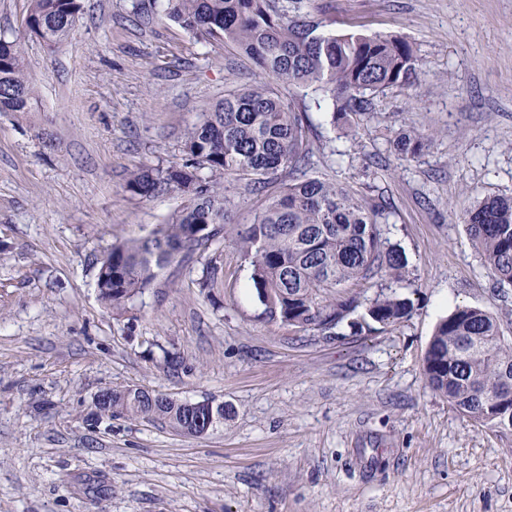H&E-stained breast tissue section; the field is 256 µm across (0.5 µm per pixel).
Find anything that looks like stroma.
Here are the masks:
<instances>
[{
    "label": "stroma",
    "mask_w": 512,
    "mask_h": 512,
    "mask_svg": "<svg viewBox=\"0 0 512 512\" xmlns=\"http://www.w3.org/2000/svg\"><path fill=\"white\" fill-rule=\"evenodd\" d=\"M321 2L324 32L395 34L423 61L350 127L312 89L280 88L316 127L312 176L386 201L382 234L405 258L410 315L357 333L358 310L331 335L269 319L228 242L212 294L208 249L124 315L99 300L104 252L181 204L131 195L129 173L181 161L203 113L264 76L171 22L166 0H81L53 50L26 28L29 0H0L37 92L32 111L0 112V512H512V435L456 411L422 368L458 305L512 339V287L495 291L462 222L512 195V0ZM402 125L434 136L411 161ZM126 386L232 414L200 437L90 420L100 390ZM220 255L219 257H212L207 261L203 267L202 276L198 282L201 291H207L208 295L214 290V288H217L223 278V263L218 260L220 259Z\"/></svg>",
    "instance_id": "obj_1"
}]
</instances>
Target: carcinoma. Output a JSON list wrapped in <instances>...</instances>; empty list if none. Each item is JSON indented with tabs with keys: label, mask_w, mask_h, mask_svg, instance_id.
<instances>
[{
	"label": "carcinoma",
	"mask_w": 512,
	"mask_h": 512,
	"mask_svg": "<svg viewBox=\"0 0 512 512\" xmlns=\"http://www.w3.org/2000/svg\"><path fill=\"white\" fill-rule=\"evenodd\" d=\"M167 16L190 33L224 38L276 82L312 87L331 100L333 113L363 114L370 96L408 88L421 61L397 35L354 31L318 33L317 0H166ZM80 0H30L27 28L47 47L66 41ZM34 87L20 43L0 38V112H27ZM312 122L287 105L277 88L258 83L228 90L189 132L185 159L130 173L133 195L175 194L183 204L152 233L107 251L112 281L99 299L121 312L150 288L178 256L229 239L249 260L264 313L307 331L332 332L358 308L385 326L407 317L411 305L383 281L400 280L402 254L384 241V206L369 207L345 186L309 175ZM433 138L404 127L393 145L407 159ZM289 182L269 198L251 224L228 228L231 201L222 178L262 193L281 173ZM468 236L499 287L512 286V197H486L464 217ZM223 278L218 257L204 265L199 287L212 292ZM374 288L373 297L365 293ZM428 385L462 414L502 433L512 432V344L487 311L457 306L437 324L423 359ZM99 416L159 417L189 434L200 432L205 408L159 393L109 390Z\"/></svg>",
	"instance_id": "carcinoma-1"
}]
</instances>
